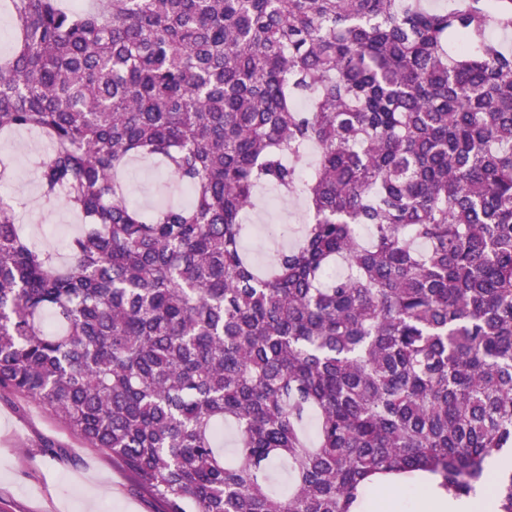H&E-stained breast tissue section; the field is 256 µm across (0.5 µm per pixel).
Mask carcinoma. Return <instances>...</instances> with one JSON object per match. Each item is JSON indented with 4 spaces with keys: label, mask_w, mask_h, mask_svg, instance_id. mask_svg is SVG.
<instances>
[{
    "label": "carcinoma",
    "mask_w": 512,
    "mask_h": 512,
    "mask_svg": "<svg viewBox=\"0 0 512 512\" xmlns=\"http://www.w3.org/2000/svg\"><path fill=\"white\" fill-rule=\"evenodd\" d=\"M10 8L0 134L50 141L39 191L84 228L61 263L0 197L1 392L163 512H356L396 475L469 498L512 458V52L487 37L512 0ZM133 157L189 202L131 204ZM265 184L311 221L260 271L241 218Z\"/></svg>",
    "instance_id": "1"
}]
</instances>
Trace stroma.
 Here are the masks:
<instances>
[{
	"instance_id": "35a3bbf8",
	"label": "stroma",
	"mask_w": 512,
	"mask_h": 512,
	"mask_svg": "<svg viewBox=\"0 0 512 512\" xmlns=\"http://www.w3.org/2000/svg\"><path fill=\"white\" fill-rule=\"evenodd\" d=\"M37 135L14 132L0 137V163L11 170L0 194L19 204L21 227L44 248L64 255L65 242L78 220L59 200L41 198L29 178ZM130 199L148 206L160 194L180 197L182 188L154 159L138 158L125 169ZM309 214L296 195L280 198L270 187L259 189L249 222L286 224L300 233ZM98 492L97 512H162L122 462L101 448L88 447L46 414L36 401L0 393V512H82L86 495Z\"/></svg>"
}]
</instances>
